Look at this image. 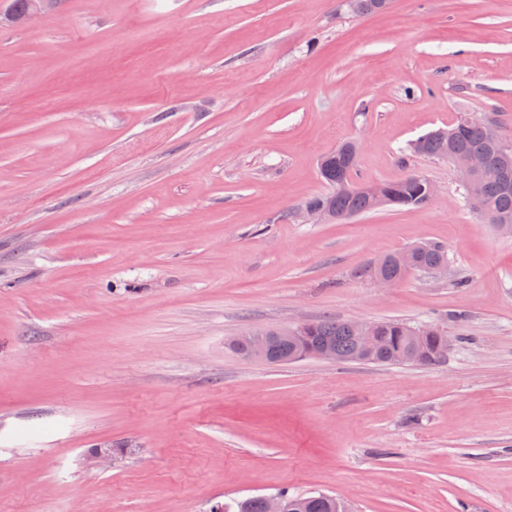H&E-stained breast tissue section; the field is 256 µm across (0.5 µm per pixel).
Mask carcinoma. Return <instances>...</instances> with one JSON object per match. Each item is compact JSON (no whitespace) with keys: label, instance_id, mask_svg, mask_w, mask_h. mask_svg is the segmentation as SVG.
<instances>
[{"label":"carcinoma","instance_id":"1","mask_svg":"<svg viewBox=\"0 0 512 512\" xmlns=\"http://www.w3.org/2000/svg\"><path fill=\"white\" fill-rule=\"evenodd\" d=\"M504 140L501 124L496 115L487 123H473L457 113L454 122L445 128L419 136L409 144L413 154L437 158L442 154L481 155L487 161L488 171L482 180L483 211L481 219L493 226H512V151L504 153L499 142ZM359 147L352 141L341 144L335 151L323 157L320 175L331 187V191L313 197L306 205L325 210L338 216V220L350 219L378 209L374 198L363 188L342 194L336 186L354 178ZM386 205L398 208H419L428 203L426 178L409 173L397 180L383 183ZM448 261V250L444 244L426 241L409 251L403 263L398 262L397 253L386 255L383 263L368 260L354 270V277L369 282L384 275L394 283L405 279L410 273H420L429 266ZM378 336L375 363L392 365L394 360L418 343L431 348L448 335L436 323L411 324L401 320H386L373 323ZM336 349V358L351 361L359 348V337L344 319L324 317L311 322L302 337L288 344L275 342V350L283 362L300 354L305 349L316 350L324 346ZM280 494L288 504V512H349V507L336 505V496L317 493L315 495H293L285 490ZM224 512H265L264 497L256 496L224 504Z\"/></svg>","mask_w":512,"mask_h":512}]
</instances>
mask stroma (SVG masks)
Wrapping results in <instances>:
<instances>
[{"instance_id": "35a3bbf8", "label": "stroma", "mask_w": 512, "mask_h": 512, "mask_svg": "<svg viewBox=\"0 0 512 512\" xmlns=\"http://www.w3.org/2000/svg\"><path fill=\"white\" fill-rule=\"evenodd\" d=\"M465 109L512 141V0H62L0 24V512L282 490L512 512V237L448 161L405 152ZM347 140L359 180L435 195L300 223ZM421 239L447 245V279L353 277ZM322 317L458 342L432 367L228 346Z\"/></svg>"}]
</instances>
